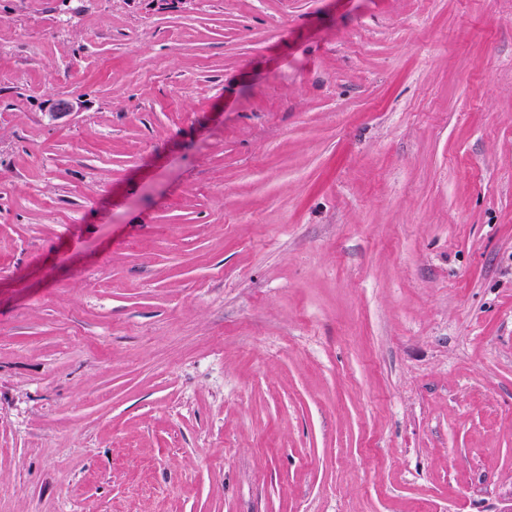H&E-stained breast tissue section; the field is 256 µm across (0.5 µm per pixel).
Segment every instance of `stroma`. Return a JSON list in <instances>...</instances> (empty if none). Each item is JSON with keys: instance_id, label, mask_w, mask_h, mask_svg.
Listing matches in <instances>:
<instances>
[{"instance_id": "obj_1", "label": "stroma", "mask_w": 512, "mask_h": 512, "mask_svg": "<svg viewBox=\"0 0 512 512\" xmlns=\"http://www.w3.org/2000/svg\"><path fill=\"white\" fill-rule=\"evenodd\" d=\"M511 506L512 0H0V512Z\"/></svg>"}]
</instances>
